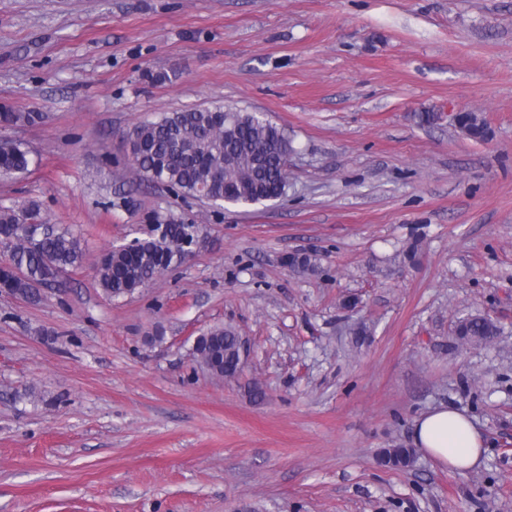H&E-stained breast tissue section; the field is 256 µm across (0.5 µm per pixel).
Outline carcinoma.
Returning <instances> with one entry per match:
<instances>
[{"label":"carcinoma","instance_id":"carcinoma-1","mask_svg":"<svg viewBox=\"0 0 512 512\" xmlns=\"http://www.w3.org/2000/svg\"><path fill=\"white\" fill-rule=\"evenodd\" d=\"M38 112H0V122L8 125L33 124ZM461 130L473 139L486 136L485 124L469 112L456 116ZM135 154V175L142 181L152 172L177 188L183 197H197L207 190L215 203L257 204L286 194L288 170L284 158L294 150L285 130L256 112L234 107H195L165 112L143 122L129 132ZM30 151L15 143L0 150V177L14 178L30 172ZM43 221L37 202L0 206V235L15 237L13 267L0 268V290L34 300L38 288L55 282L63 273L78 268L85 253L82 237L68 229L22 234L20 224ZM185 224L171 221L162 236L137 240L127 248L113 246L99 259L96 280L111 298L125 297L145 287L158 275L181 262L179 242ZM293 270L314 274L316 255L295 253L287 258ZM455 335L471 345H486L500 335L499 327L481 315L460 318ZM238 335L232 328L214 327L203 333L196 350L204 360H216L224 375H234L239 367ZM379 462L405 469L414 462L411 448H389Z\"/></svg>","mask_w":512,"mask_h":512}]
</instances>
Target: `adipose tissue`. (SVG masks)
Masks as SVG:
<instances>
[{
    "mask_svg": "<svg viewBox=\"0 0 512 512\" xmlns=\"http://www.w3.org/2000/svg\"><path fill=\"white\" fill-rule=\"evenodd\" d=\"M412 442L448 469L461 473L474 468L483 452V438L473 422L460 411L440 407L417 418Z\"/></svg>",
    "mask_w": 512,
    "mask_h": 512,
    "instance_id": "obj_1",
    "label": "adipose tissue"
}]
</instances>
